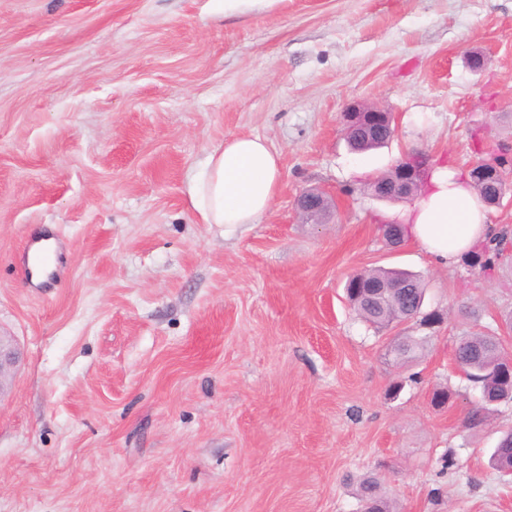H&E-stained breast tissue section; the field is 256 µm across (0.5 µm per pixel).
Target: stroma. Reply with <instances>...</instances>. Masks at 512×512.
Returning <instances> with one entry per match:
<instances>
[{
  "mask_svg": "<svg viewBox=\"0 0 512 512\" xmlns=\"http://www.w3.org/2000/svg\"><path fill=\"white\" fill-rule=\"evenodd\" d=\"M355 104L392 110L387 144L351 149ZM476 131L512 138V0H0V334L23 353L0 512H360L369 474L399 512H512L489 466L512 403L469 427L453 359L479 331L512 353V256L487 277L391 247L397 204L368 189L415 151L467 168ZM238 136L267 141L280 186L228 235L187 186ZM313 187L323 224L295 207ZM374 268L421 275L444 323L363 322L344 284ZM400 336L427 339L405 364ZM296 206L307 223L321 224L335 204L322 191L312 188L298 196Z\"/></svg>",
  "mask_w": 512,
  "mask_h": 512,
  "instance_id": "35a3bbf8",
  "label": "stroma"
}]
</instances>
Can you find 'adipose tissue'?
I'll return each mask as SVG.
<instances>
[{
  "mask_svg": "<svg viewBox=\"0 0 512 512\" xmlns=\"http://www.w3.org/2000/svg\"><path fill=\"white\" fill-rule=\"evenodd\" d=\"M277 154L258 137H235L213 149L188 193L202 223L234 230L256 223L274 204ZM405 236L434 260L450 265L494 234L485 204L464 171L440 166L412 206L398 211Z\"/></svg>",
  "mask_w": 512,
  "mask_h": 512,
  "instance_id": "obj_1",
  "label": "adipose tissue"
}]
</instances>
